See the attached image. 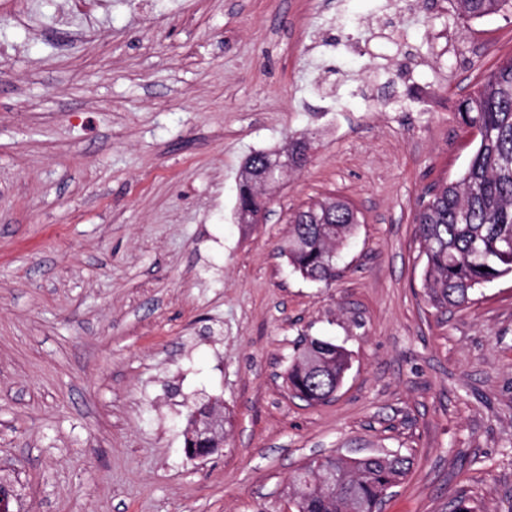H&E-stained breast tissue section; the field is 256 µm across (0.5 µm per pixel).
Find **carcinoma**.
<instances>
[{
    "label": "carcinoma",
    "instance_id": "1",
    "mask_svg": "<svg viewBox=\"0 0 512 512\" xmlns=\"http://www.w3.org/2000/svg\"><path fill=\"white\" fill-rule=\"evenodd\" d=\"M448 3L453 15L467 20L512 13V0ZM458 116L484 135L459 180L432 186L414 216L426 255L424 297L437 310L464 308L477 288L512 275V56L498 62L458 105ZM308 146L304 134L290 144L288 155L296 165L307 163ZM270 155L276 152H257L245 163L237 210L242 224L250 223L252 209L267 207L253 169ZM356 224L354 210L336 198L296 211L284 250L288 264L305 279H336L340 251ZM299 350L319 355L325 369L314 377L302 362L292 360L288 389L319 401L327 398L349 363L348 353L320 339L302 341ZM411 466V457L402 454H383L375 461L328 455L298 468L290 489L303 512H380L389 491L406 478Z\"/></svg>",
    "mask_w": 512,
    "mask_h": 512
}]
</instances>
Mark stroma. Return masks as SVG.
<instances>
[{
	"label": "stroma",
	"mask_w": 512,
	"mask_h": 512,
	"mask_svg": "<svg viewBox=\"0 0 512 512\" xmlns=\"http://www.w3.org/2000/svg\"><path fill=\"white\" fill-rule=\"evenodd\" d=\"M443 28L459 55L433 52ZM510 55L512 16L440 0H0L10 512H282L313 457L394 452L413 466L384 512H512V276L436 311L413 223L475 151L460 101ZM302 132L306 165L238 223L247 158ZM327 198L358 219L329 285L281 253ZM304 337L351 356L328 402L285 387ZM203 399L232 428L193 459Z\"/></svg>",
	"instance_id": "35a3bbf8"
}]
</instances>
